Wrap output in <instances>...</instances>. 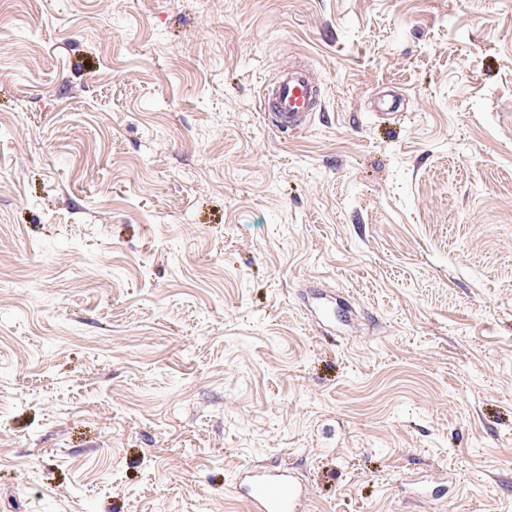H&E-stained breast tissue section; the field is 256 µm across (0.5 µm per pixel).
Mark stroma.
<instances>
[{"instance_id":"stroma-1","label":"stroma","mask_w":512,"mask_h":512,"mask_svg":"<svg viewBox=\"0 0 512 512\" xmlns=\"http://www.w3.org/2000/svg\"><path fill=\"white\" fill-rule=\"evenodd\" d=\"M271 463L512 512V0H0V512H250ZM261 109L270 125L288 134L308 125L324 107L319 87L299 66L263 83Z\"/></svg>"}]
</instances>
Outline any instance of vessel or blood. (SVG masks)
I'll list each match as a JSON object with an SVG mask.
<instances>
[{
	"mask_svg": "<svg viewBox=\"0 0 512 512\" xmlns=\"http://www.w3.org/2000/svg\"><path fill=\"white\" fill-rule=\"evenodd\" d=\"M261 109L276 130L291 133L322 111L323 98L306 68L300 66L263 83ZM236 490L250 512H303L308 497L307 488L296 481L285 464L244 468Z\"/></svg>",
	"mask_w": 512,
	"mask_h": 512,
	"instance_id": "1",
	"label": "vessel or blood"
}]
</instances>
